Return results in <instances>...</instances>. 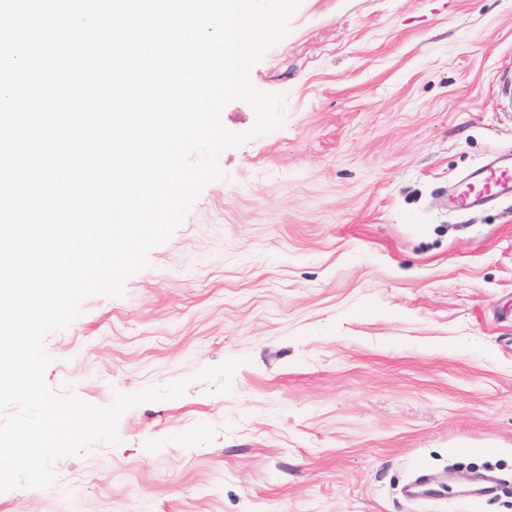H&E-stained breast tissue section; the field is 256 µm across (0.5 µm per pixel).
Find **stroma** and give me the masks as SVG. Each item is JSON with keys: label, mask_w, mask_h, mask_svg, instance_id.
Here are the masks:
<instances>
[{"label": "stroma", "mask_w": 512, "mask_h": 512, "mask_svg": "<svg viewBox=\"0 0 512 512\" xmlns=\"http://www.w3.org/2000/svg\"><path fill=\"white\" fill-rule=\"evenodd\" d=\"M249 76L281 126L45 338L56 394L184 393L0 512H512V201L448 206L512 153V0H301ZM419 467L440 496L403 497Z\"/></svg>", "instance_id": "stroma-1"}]
</instances>
